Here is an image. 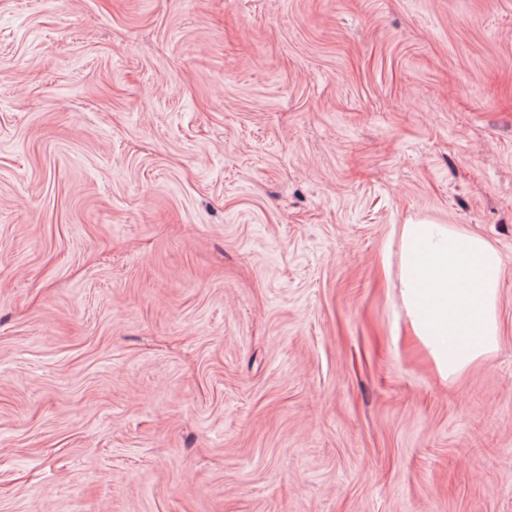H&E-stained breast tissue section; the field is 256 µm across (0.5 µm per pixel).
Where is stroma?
Listing matches in <instances>:
<instances>
[{
	"instance_id": "1",
	"label": "stroma",
	"mask_w": 512,
	"mask_h": 512,
	"mask_svg": "<svg viewBox=\"0 0 512 512\" xmlns=\"http://www.w3.org/2000/svg\"><path fill=\"white\" fill-rule=\"evenodd\" d=\"M0 512H512V0H0Z\"/></svg>"
}]
</instances>
